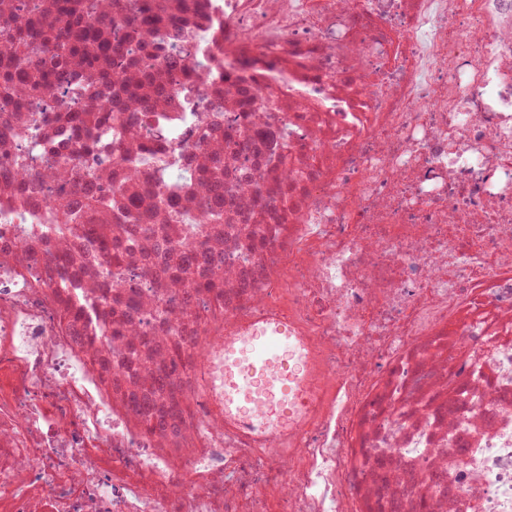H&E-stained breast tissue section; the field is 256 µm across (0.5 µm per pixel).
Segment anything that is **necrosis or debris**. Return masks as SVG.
<instances>
[{
  "label": "necrosis or debris",
  "instance_id": "1",
  "mask_svg": "<svg viewBox=\"0 0 512 512\" xmlns=\"http://www.w3.org/2000/svg\"><path fill=\"white\" fill-rule=\"evenodd\" d=\"M163 2L190 91L151 99L147 137L61 120L101 104L81 84L16 86L37 126L0 112V168L43 201L0 183V512H512V0ZM217 155L232 204L199 242L224 263L165 281L153 241L181 247L171 214L211 185L166 187ZM85 179L126 185L153 239L85 265L54 222ZM270 319L307 403L254 437L224 342Z\"/></svg>",
  "mask_w": 512,
  "mask_h": 512
}]
</instances>
